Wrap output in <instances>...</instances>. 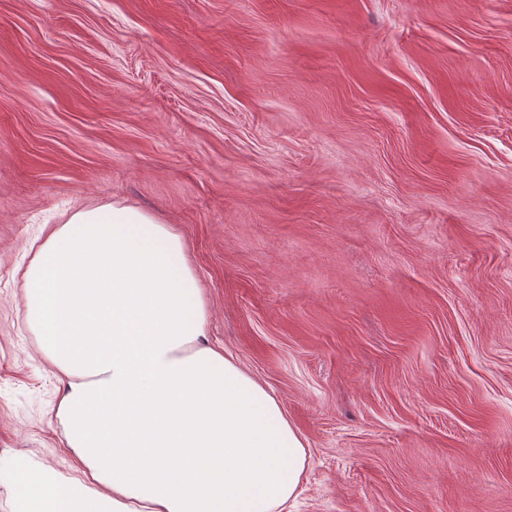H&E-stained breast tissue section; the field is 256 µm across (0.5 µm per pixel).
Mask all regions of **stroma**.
<instances>
[{
  "instance_id": "1",
  "label": "stroma",
  "mask_w": 512,
  "mask_h": 512,
  "mask_svg": "<svg viewBox=\"0 0 512 512\" xmlns=\"http://www.w3.org/2000/svg\"><path fill=\"white\" fill-rule=\"evenodd\" d=\"M111 203L300 434L287 512H512V0H0V512L76 466L30 246Z\"/></svg>"
}]
</instances>
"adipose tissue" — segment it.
Returning <instances> with one entry per match:
<instances>
[{
  "mask_svg": "<svg viewBox=\"0 0 512 512\" xmlns=\"http://www.w3.org/2000/svg\"><path fill=\"white\" fill-rule=\"evenodd\" d=\"M25 319L66 380L72 476L12 463L16 512H280L308 464L277 400L206 338L178 233L132 206L73 213L22 274Z\"/></svg>",
  "mask_w": 512,
  "mask_h": 512,
  "instance_id": "ef3b65f1",
  "label": "adipose tissue"
}]
</instances>
